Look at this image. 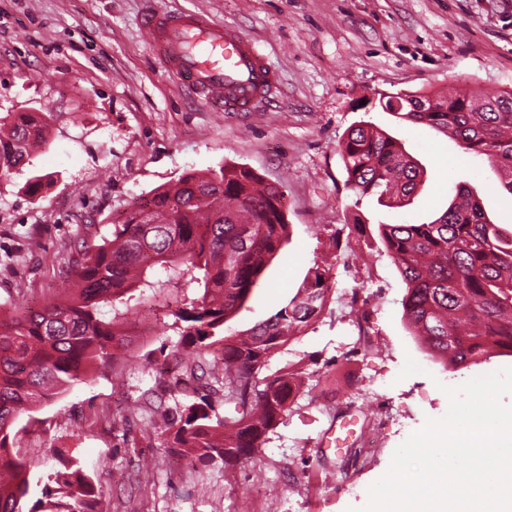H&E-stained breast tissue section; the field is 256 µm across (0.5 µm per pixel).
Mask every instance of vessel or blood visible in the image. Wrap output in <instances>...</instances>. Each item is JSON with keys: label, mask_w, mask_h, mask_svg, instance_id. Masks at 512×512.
Here are the masks:
<instances>
[{"label": "vessel or blood", "mask_w": 512, "mask_h": 512, "mask_svg": "<svg viewBox=\"0 0 512 512\" xmlns=\"http://www.w3.org/2000/svg\"><path fill=\"white\" fill-rule=\"evenodd\" d=\"M141 36L164 69L217 112H252L278 88V76L257 44L197 11H153Z\"/></svg>", "instance_id": "1"}]
</instances>
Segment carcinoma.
Instances as JSON below:
<instances>
[{"label":"carcinoma","instance_id":"1","mask_svg":"<svg viewBox=\"0 0 512 512\" xmlns=\"http://www.w3.org/2000/svg\"><path fill=\"white\" fill-rule=\"evenodd\" d=\"M379 103L450 135L496 169L512 195V90L490 100L405 93ZM53 121L50 112L0 116V178L29 163ZM339 152L346 184L382 206H405L423 183V168L402 144L366 122L349 130ZM177 184L123 211L101 243L81 242L66 272L74 286L62 297L21 313L0 309V512H24L29 493L30 465L8 446L15 421L111 364L137 308L169 320L185 350L221 345L210 370L224 390V419L211 418V389L162 415L180 454L228 466L248 461L291 410L304 371L262 372L325 307L328 269L314 264L287 304L248 334L219 336L288 240L284 194L229 165ZM454 191L432 222L380 224L378 232L406 283L403 317L432 356L457 369L512 356V228L495 223L469 188ZM48 482L29 512H98L101 489L77 461L62 460Z\"/></svg>","mask_w":512,"mask_h":512}]
</instances>
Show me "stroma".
I'll list each match as a JSON object with an SVG mask.
<instances>
[{
    "instance_id": "1",
    "label": "stroma",
    "mask_w": 512,
    "mask_h": 512,
    "mask_svg": "<svg viewBox=\"0 0 512 512\" xmlns=\"http://www.w3.org/2000/svg\"><path fill=\"white\" fill-rule=\"evenodd\" d=\"M150 8L203 10L253 39L279 74L277 98L232 113L196 101L141 37ZM459 86L512 90V0H0V115H54L47 144L0 180V304L58 298L71 286L64 268L79 240L109 235L116 214L158 186L224 164L280 186L290 226L231 331L267 320L314 263L346 252L328 272L322 313L270 361V370L308 377L255 459L193 460L154 428L163 411L196 401L210 377H187L177 329L159 323L143 334L136 313L120 363L11 428V452L33 464L25 506L65 455L102 486L100 512H358L395 449L446 413V388L512 367V356H499L450 371L432 357L406 326V284L376 231L433 221L459 182L496 223L512 225V195L495 169L379 104L383 94ZM360 121L424 168L410 204L383 207L347 186L338 145ZM34 175L49 184L31 195ZM355 289L365 298L362 334L347 297ZM409 358L422 371L400 378Z\"/></svg>"
}]
</instances>
